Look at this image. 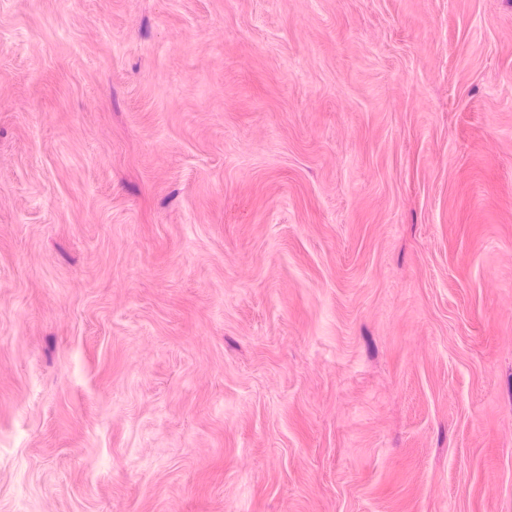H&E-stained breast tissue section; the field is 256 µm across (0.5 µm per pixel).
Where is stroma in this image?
Wrapping results in <instances>:
<instances>
[{"mask_svg": "<svg viewBox=\"0 0 512 512\" xmlns=\"http://www.w3.org/2000/svg\"><path fill=\"white\" fill-rule=\"evenodd\" d=\"M0 512H512V0H0Z\"/></svg>", "mask_w": 512, "mask_h": 512, "instance_id": "obj_1", "label": "stroma"}]
</instances>
